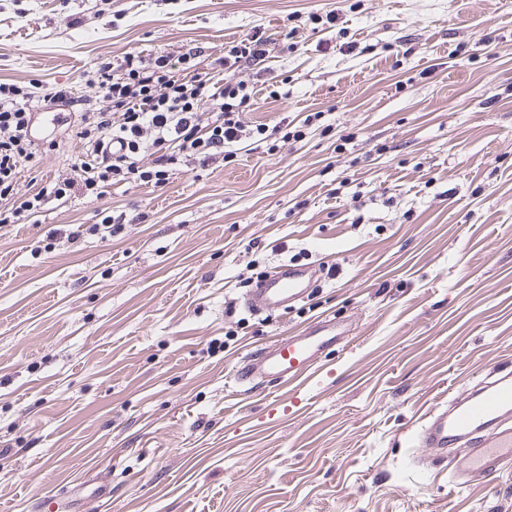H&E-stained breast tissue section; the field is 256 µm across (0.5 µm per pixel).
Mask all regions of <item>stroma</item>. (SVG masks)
Listing matches in <instances>:
<instances>
[{
    "label": "stroma",
    "instance_id": "obj_1",
    "mask_svg": "<svg viewBox=\"0 0 512 512\" xmlns=\"http://www.w3.org/2000/svg\"><path fill=\"white\" fill-rule=\"evenodd\" d=\"M271 35L240 70L265 138L167 183L0 223V512H512V471L452 488L417 432L512 371V0H0V81L84 89L102 59ZM313 115L301 138L284 119ZM78 142L25 167L27 192ZM130 220L118 237L54 238ZM306 299L252 314L279 264ZM298 388L233 375L320 319ZM110 212H104V216L101 220V224H94L92 227H89V229H84L83 227L85 224H69L67 226H70V229H68L69 233L67 238L69 237H76L83 233V231H101V233H107L106 235H109L112 237L113 234L117 233L121 230L122 225L125 222V218L123 216V212L121 211L119 214L114 215V211H112V214H109Z\"/></svg>",
    "mask_w": 512,
    "mask_h": 512
}]
</instances>
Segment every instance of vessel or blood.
<instances>
[{"mask_svg": "<svg viewBox=\"0 0 512 512\" xmlns=\"http://www.w3.org/2000/svg\"><path fill=\"white\" fill-rule=\"evenodd\" d=\"M308 269L283 263L274 273L257 279L245 296L247 308L262 312L285 307L307 290ZM335 323L321 321L308 331L279 339L265 352L245 357L235 372L239 384L257 373L276 376L286 386L299 385L321 370V350L340 342ZM424 448L458 447L462 461H449L452 480L463 486L512 468V371L490 368L478 388L466 397L449 396L429 415L418 434Z\"/></svg>", "mask_w": 512, "mask_h": 512, "instance_id": "b4317fda", "label": "vessel or blood"}]
</instances>
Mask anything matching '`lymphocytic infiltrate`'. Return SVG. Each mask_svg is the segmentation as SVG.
Segmentation results:
<instances>
[{
  "mask_svg": "<svg viewBox=\"0 0 512 512\" xmlns=\"http://www.w3.org/2000/svg\"><path fill=\"white\" fill-rule=\"evenodd\" d=\"M270 44V37L253 31L225 45L218 64L263 69ZM203 53V47L191 45L124 53L88 75L81 95L61 83L42 95L29 85L0 82V203L6 206V223H38L51 202L94 201L123 182L161 186L177 164L207 166L225 149L262 134L263 125L248 130L239 118L253 91L201 67ZM43 96L68 106L58 121L70 126L83 156L68 173L21 195L17 176L36 156L33 104Z\"/></svg>",
  "mask_w": 512,
  "mask_h": 512,
  "instance_id": "1",
  "label": "lymphocytic infiltrate"
}]
</instances>
